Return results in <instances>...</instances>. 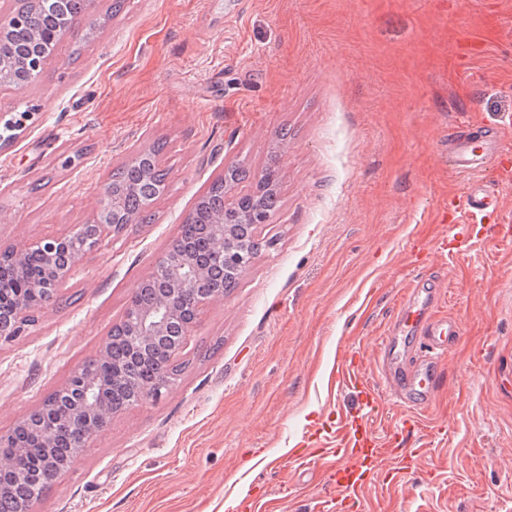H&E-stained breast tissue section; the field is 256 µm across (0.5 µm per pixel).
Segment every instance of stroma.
I'll use <instances>...</instances> for the list:
<instances>
[{"instance_id":"35a3bbf8","label":"stroma","mask_w":512,"mask_h":512,"mask_svg":"<svg viewBox=\"0 0 512 512\" xmlns=\"http://www.w3.org/2000/svg\"><path fill=\"white\" fill-rule=\"evenodd\" d=\"M97 0L0 142V248L90 223L97 191L153 150L167 189L152 223L104 237L60 297L0 344V434L107 343L130 297L230 165L280 155L281 208L237 288L205 306L160 396L113 415L32 512H317L359 395L340 354L376 355L403 299L459 342L403 441L401 485L378 479L352 512H512V0ZM497 151L501 198L469 252L448 253L454 125ZM250 179L237 190L249 192Z\"/></svg>"}]
</instances>
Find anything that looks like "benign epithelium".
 <instances>
[{"mask_svg": "<svg viewBox=\"0 0 512 512\" xmlns=\"http://www.w3.org/2000/svg\"><path fill=\"white\" fill-rule=\"evenodd\" d=\"M27 4L31 10L11 13L0 19L1 69L7 61L5 52L9 47L11 31L24 27L33 12L52 15L54 24L40 36V46L29 47V53L22 58L24 75L15 78L12 83L17 89L38 82L50 58L46 47L56 45L69 36L74 24L63 7V0H27ZM98 195V210L92 223L81 224L69 235L47 239L38 245L0 250V262L7 261L20 276L27 273L33 257L53 267V273L46 279L41 282L33 279L29 283L37 302H22L6 313L0 311L1 343L14 340L20 335L23 326L34 322L38 309L57 299L73 268L105 236L128 224L138 223L139 213L124 209L123 201L112 182L103 184ZM205 234L211 245L201 256L185 247L181 239L175 240L157 261L152 274L140 283L142 288L161 289L160 299L146 305L140 303L137 297H131L123 320L112 327L108 342L94 357L96 361L112 362V370L126 389V400L122 405L124 409L159 396L172 383L166 371V362L181 349L202 307L224 297V290L203 288L201 284L205 281L224 280L229 259L233 255L237 260L235 272L240 277L260 255V252L252 249L245 254L234 253L238 240L235 233L228 232L221 221L207 225ZM161 356L164 360L156 365L157 375L145 377L142 371L144 364ZM106 389L107 386L90 373V362L87 361L56 391L55 399L66 402V406L45 425L41 432L42 438L52 441L76 425L80 427L81 433L80 446L70 449V454L64 460L51 449H45L54 474L70 467L79 456L80 447L107 425L100 403ZM39 416L40 411L36 410L19 421L9 433L0 435L1 447L16 450L12 458L0 457V473L8 471L17 475L18 482L22 483L24 498L29 504L39 498L52 483L50 479L27 476L21 472L19 465L25 454V445L20 441L21 434Z\"/></svg>", "mask_w": 512, "mask_h": 512, "instance_id": "1", "label": "benign epithelium"}]
</instances>
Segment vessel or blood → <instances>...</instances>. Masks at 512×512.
Returning a JSON list of instances; mask_svg holds the SVG:
<instances>
[{
    "instance_id": "vessel-or-blood-1",
    "label": "vessel or blood",
    "mask_w": 512,
    "mask_h": 512,
    "mask_svg": "<svg viewBox=\"0 0 512 512\" xmlns=\"http://www.w3.org/2000/svg\"><path fill=\"white\" fill-rule=\"evenodd\" d=\"M480 147L479 140L464 137L454 142L448 154L451 169L467 178L461 193V203L453 209L456 219L451 223L448 237V250L452 253L465 251L468 241L477 237L480 232L478 224L472 221L459 222L458 214L465 213L472 217L499 204L497 194L482 190L471 180L472 175L481 170L477 161ZM424 333L432 337L435 349L442 354L456 343L460 329L455 320L443 318L427 323ZM396 348L397 339L391 334L382 337L378 344V355L389 394L409 410L421 409L430 392V380L435 374L436 362L428 358L408 367H397L394 364ZM336 387L340 390H358L362 396L359 422L352 428L349 445L339 449L338 462L327 480L333 493L332 508L334 512H340L344 503L359 501L361 491L367 487L378 470L386 466L388 451L387 448L379 446L368 425L369 419L382 410V398L361 374L355 360L342 361L341 368L336 373Z\"/></svg>"
}]
</instances>
